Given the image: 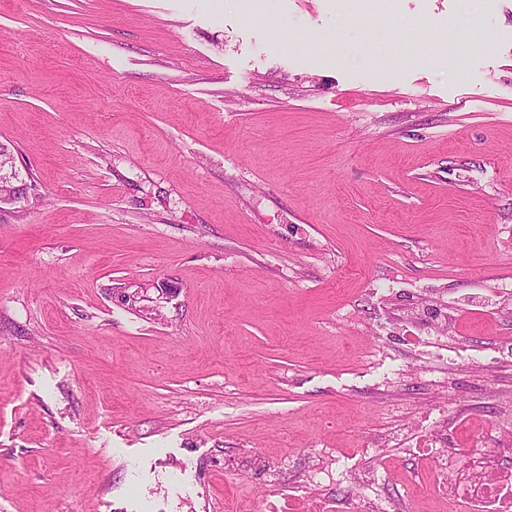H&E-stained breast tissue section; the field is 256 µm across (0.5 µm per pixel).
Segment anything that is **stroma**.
<instances>
[{"mask_svg":"<svg viewBox=\"0 0 512 512\" xmlns=\"http://www.w3.org/2000/svg\"><path fill=\"white\" fill-rule=\"evenodd\" d=\"M0 143V512H467L512 0H0ZM21 170L14 161L0 165V202L1 204H15L21 202L26 196V186L31 183L22 182L19 178Z\"/></svg>","mask_w":512,"mask_h":512,"instance_id":"obj_1","label":"stroma"}]
</instances>
